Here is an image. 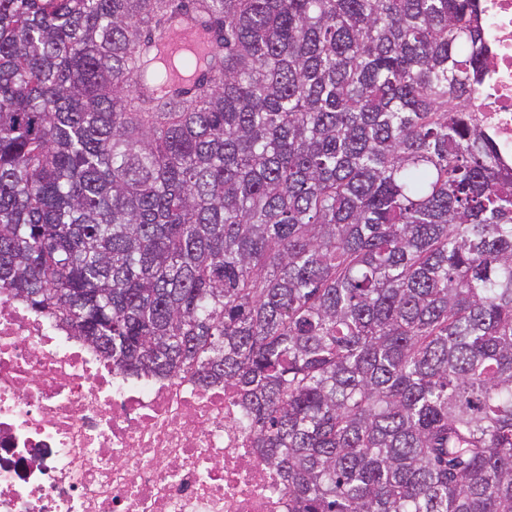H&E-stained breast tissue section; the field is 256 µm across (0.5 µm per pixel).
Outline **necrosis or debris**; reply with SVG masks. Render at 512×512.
I'll use <instances>...</instances> for the list:
<instances>
[{
    "label": "necrosis or debris",
    "mask_w": 512,
    "mask_h": 512,
    "mask_svg": "<svg viewBox=\"0 0 512 512\" xmlns=\"http://www.w3.org/2000/svg\"><path fill=\"white\" fill-rule=\"evenodd\" d=\"M478 117L512 170V0H478ZM236 387L113 368L0 293V512H291Z\"/></svg>",
    "instance_id": "necrosis-or-debris-1"
}]
</instances>
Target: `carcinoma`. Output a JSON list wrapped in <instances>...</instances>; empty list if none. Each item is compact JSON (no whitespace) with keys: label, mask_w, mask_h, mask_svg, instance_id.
Returning <instances> with one entry per match:
<instances>
[{"label":"carcinoma","mask_w":512,"mask_h":512,"mask_svg":"<svg viewBox=\"0 0 512 512\" xmlns=\"http://www.w3.org/2000/svg\"><path fill=\"white\" fill-rule=\"evenodd\" d=\"M202 9L213 79L159 102ZM477 0H0V292L244 396L292 512H512V173ZM156 42L174 57L188 54L210 56L217 51L212 33L194 12L173 15Z\"/></svg>","instance_id":"obj_1"}]
</instances>
